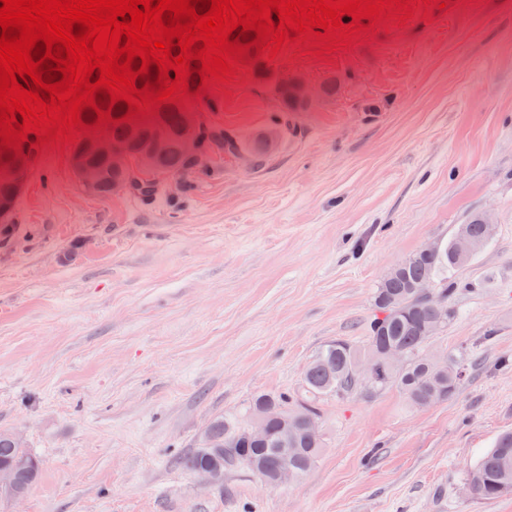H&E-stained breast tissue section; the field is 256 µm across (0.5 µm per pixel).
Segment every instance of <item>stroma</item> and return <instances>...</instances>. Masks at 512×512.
<instances>
[{
	"label": "stroma",
	"instance_id": "obj_1",
	"mask_svg": "<svg viewBox=\"0 0 512 512\" xmlns=\"http://www.w3.org/2000/svg\"><path fill=\"white\" fill-rule=\"evenodd\" d=\"M267 68L336 93L296 113L263 169L221 156L168 207L88 193L70 147L41 148L0 235V430L43 472L0 512H512V494L466 489L512 431V0H448ZM208 90L224 109L205 121L244 139L274 125L255 73ZM475 213L494 234L427 346L466 357L454 396L327 397L298 482L238 470L205 488L178 465L211 420L300 391L329 342H362L389 270Z\"/></svg>",
	"mask_w": 512,
	"mask_h": 512
}]
</instances>
